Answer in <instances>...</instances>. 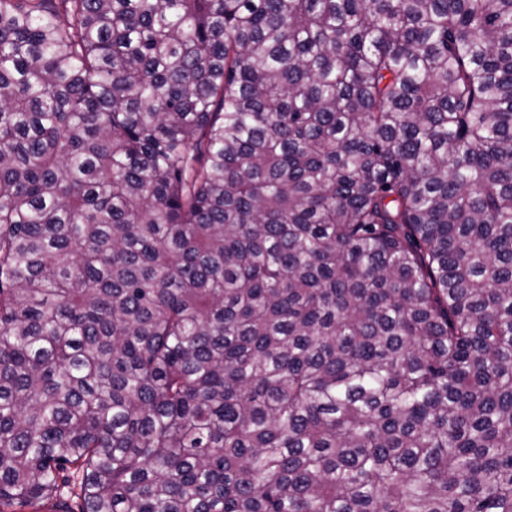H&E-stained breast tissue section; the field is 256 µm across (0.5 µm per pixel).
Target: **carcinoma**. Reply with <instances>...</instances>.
I'll use <instances>...</instances> for the list:
<instances>
[{
  "label": "carcinoma",
  "mask_w": 512,
  "mask_h": 512,
  "mask_svg": "<svg viewBox=\"0 0 512 512\" xmlns=\"http://www.w3.org/2000/svg\"><path fill=\"white\" fill-rule=\"evenodd\" d=\"M512 512V0H0V512Z\"/></svg>",
  "instance_id": "obj_1"
}]
</instances>
